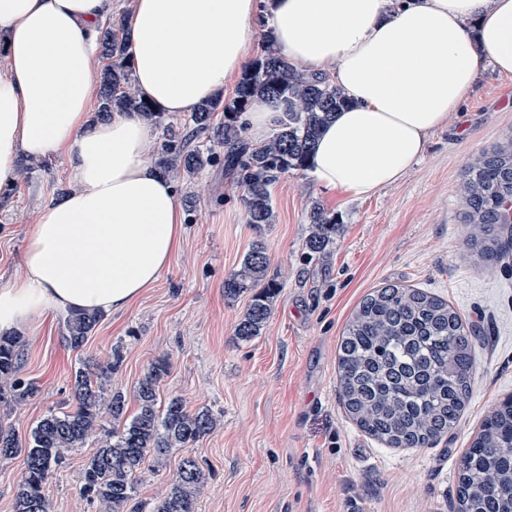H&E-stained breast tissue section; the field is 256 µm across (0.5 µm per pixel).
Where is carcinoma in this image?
Here are the masks:
<instances>
[{"label": "carcinoma", "mask_w": 512, "mask_h": 512, "mask_svg": "<svg viewBox=\"0 0 512 512\" xmlns=\"http://www.w3.org/2000/svg\"><path fill=\"white\" fill-rule=\"evenodd\" d=\"M125 16L100 30L107 60L99 88L98 114L137 112L153 124L156 112L134 89L122 35ZM262 97L282 112L278 128L262 144L247 139L240 117L251 101ZM348 105L344 92L327 77L312 76L282 60L270 41L243 72L235 96L200 104L182 127L168 125L155 148V164L165 174H195L216 159L207 143L224 146V170L244 190L248 223L275 220L272 185L306 160L323 125ZM224 123L213 127L215 113ZM463 200L471 232L467 248L489 263L500 259V229L511 224L505 202L512 200V138L477 157L464 175ZM308 248L322 253L335 243L336 218L314 205ZM268 257L254 245L240 269L224 282L230 296L252 292L235 328L243 340L261 334L277 290L267 279ZM99 316L75 312L66 321V344L82 349ZM21 341L0 336V461L24 457V472L12 498L13 512H51L47 486L66 462L67 453L95 438L98 447L82 469L79 494L99 505V512H123L137 494V477L145 464L166 457L174 448H191L217 427L210 411H190L172 395L160 401L158 384L168 365L159 362L140 381L138 407L127 414L125 396L111 394L103 404L114 364L96 371L75 370L74 407L49 411L31 427L27 438L5 423L14 407L36 395L32 382L17 377ZM474 330L447 300L423 288L389 284L368 293L358 304L338 343L339 391L347 414L366 434L390 448H431L456 430L469 403L476 373ZM205 485L198 460L185 455L169 491L153 512H196ZM457 512H512V395L486 412L460 459Z\"/></svg>", "instance_id": "1"}]
</instances>
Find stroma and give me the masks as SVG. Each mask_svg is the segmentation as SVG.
Returning <instances> with one entry per match:
<instances>
[{
  "label": "stroma",
  "instance_id": "stroma-1",
  "mask_svg": "<svg viewBox=\"0 0 512 512\" xmlns=\"http://www.w3.org/2000/svg\"><path fill=\"white\" fill-rule=\"evenodd\" d=\"M511 137L512 74L486 62L410 171L367 199L321 190L308 171L293 170L272 187L275 223L257 227L223 161L177 180L186 235L169 269L132 308L101 317L83 350L66 345L65 316L26 328L19 375L39 391L11 424L24 436L48 411L71 406V378L91 358L118 361L110 387L135 409L140 381L164 361L160 397L182 396L220 420L191 449L206 472L197 512H453L461 453L488 407L512 395V255L482 264L465 250L460 184L473 156ZM72 185L61 160L29 163L0 203V283L21 268L38 206ZM316 203L336 219V241L321 255L306 247ZM257 243L279 291L261 335L244 341L235 326L250 296H228L224 282ZM387 284L428 289L475 330L470 402L457 430L432 448L385 447L339 402L338 340L360 300ZM95 446L70 452L49 488L51 512H98L79 494ZM182 456L145 465L140 512L170 487Z\"/></svg>",
  "mask_w": 512,
  "mask_h": 512
}]
</instances>
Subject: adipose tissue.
Listing matches in <instances>:
<instances>
[{"label": "adipose tissue", "instance_id": "ef3b65f1", "mask_svg": "<svg viewBox=\"0 0 512 512\" xmlns=\"http://www.w3.org/2000/svg\"><path fill=\"white\" fill-rule=\"evenodd\" d=\"M114 0H0V190L27 161L61 159L72 188L37 212L23 271L0 286V335L59 313L123 312L179 249L174 182L152 125L91 122L99 31ZM266 26H259V15ZM270 36L277 55L349 100L307 160L317 187L364 199L402 179L483 61L512 73V0H133L127 51L140 96L194 112Z\"/></svg>", "mask_w": 512, "mask_h": 512}]
</instances>
